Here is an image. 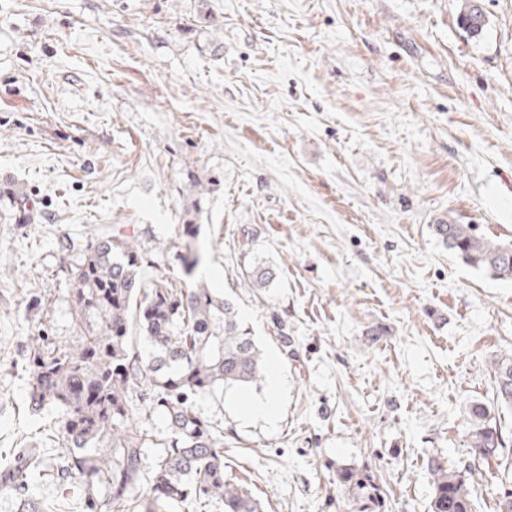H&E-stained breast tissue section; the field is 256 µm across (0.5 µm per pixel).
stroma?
Masks as SVG:
<instances>
[{"instance_id":"stroma-1","label":"stroma","mask_w":512,"mask_h":512,"mask_svg":"<svg viewBox=\"0 0 512 512\" xmlns=\"http://www.w3.org/2000/svg\"><path fill=\"white\" fill-rule=\"evenodd\" d=\"M211 19L197 21L199 2ZM0 0V448L35 439L32 336H76L63 236L144 229L175 259L206 188L192 278L230 294L281 388L198 397L225 475L267 512H428V461L477 512L512 493V447L475 463L474 404L512 357V280L434 235L512 241V0ZM38 203L19 221L14 197ZM272 288L248 287L244 257ZM273 399L274 419L245 418ZM459 21L465 31L474 38L481 36L489 23L479 0H463Z\"/></svg>"}]
</instances>
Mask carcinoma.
<instances>
[{
  "mask_svg": "<svg viewBox=\"0 0 512 512\" xmlns=\"http://www.w3.org/2000/svg\"><path fill=\"white\" fill-rule=\"evenodd\" d=\"M460 25L479 37L489 20L480 0H463ZM432 231L466 265L493 278L512 279V243L472 233V226L441 219ZM136 229L108 225L75 251L67 296L79 336H36L26 359L27 403L36 414L57 412L40 447L0 450V495L16 512H71L68 498L35 495L49 480L80 492L82 512H263L262 500L224 477V427L203 416L194 398L259 384L265 359L234 303L204 283L184 287L145 274L146 255ZM187 274L202 255L182 245ZM249 282L267 288L271 268H246ZM494 398L512 408V358L494 363ZM149 393L166 421L155 436L134 424L133 397ZM471 453L487 461L512 446L481 405L472 409ZM159 452L147 461L146 449ZM429 512H473L463 476L433 459Z\"/></svg>",
  "mask_w": 512,
  "mask_h": 512,
  "instance_id": "obj_1",
  "label": "carcinoma"
}]
</instances>
